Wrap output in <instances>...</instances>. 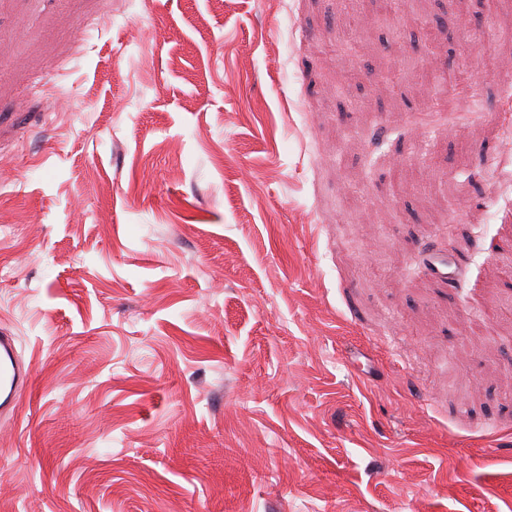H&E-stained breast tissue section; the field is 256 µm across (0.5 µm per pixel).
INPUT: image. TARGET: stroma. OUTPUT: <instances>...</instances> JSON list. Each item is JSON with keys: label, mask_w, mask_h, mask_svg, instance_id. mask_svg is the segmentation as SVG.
<instances>
[{"label": "stroma", "mask_w": 512, "mask_h": 512, "mask_svg": "<svg viewBox=\"0 0 512 512\" xmlns=\"http://www.w3.org/2000/svg\"><path fill=\"white\" fill-rule=\"evenodd\" d=\"M476 26L512 54V0H0V512H512ZM31 380L30 368L22 362L14 336L0 335V413H14Z\"/></svg>", "instance_id": "obj_1"}]
</instances>
